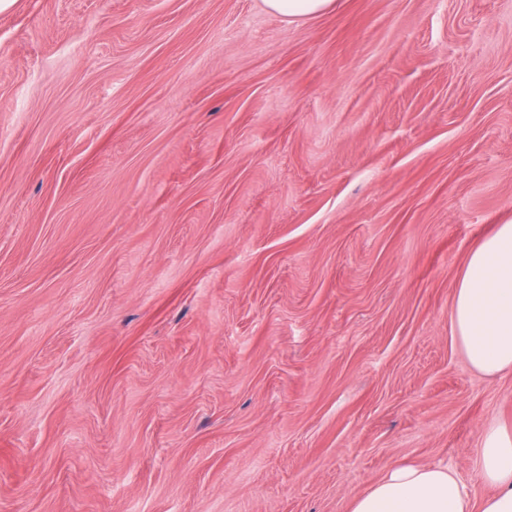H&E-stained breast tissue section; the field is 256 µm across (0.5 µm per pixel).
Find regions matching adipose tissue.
<instances>
[{"label":"adipose tissue","mask_w":512,"mask_h":512,"mask_svg":"<svg viewBox=\"0 0 512 512\" xmlns=\"http://www.w3.org/2000/svg\"><path fill=\"white\" fill-rule=\"evenodd\" d=\"M452 322L473 369L489 376L512 372L511 223L498 225L469 252ZM476 456L475 478L490 490L481 500L448 466L402 464L355 497L350 512H512V432L487 425Z\"/></svg>","instance_id":"ef3b65f1"}]
</instances>
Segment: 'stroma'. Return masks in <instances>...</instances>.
Instances as JSON below:
<instances>
[{"mask_svg":"<svg viewBox=\"0 0 512 512\" xmlns=\"http://www.w3.org/2000/svg\"><path fill=\"white\" fill-rule=\"evenodd\" d=\"M510 220L512 0H6L0 512L471 481L512 374L452 300ZM265 8L288 21L305 20L332 9L335 0H262Z\"/></svg>","mask_w":512,"mask_h":512,"instance_id":"35a3bbf8","label":"stroma"}]
</instances>
